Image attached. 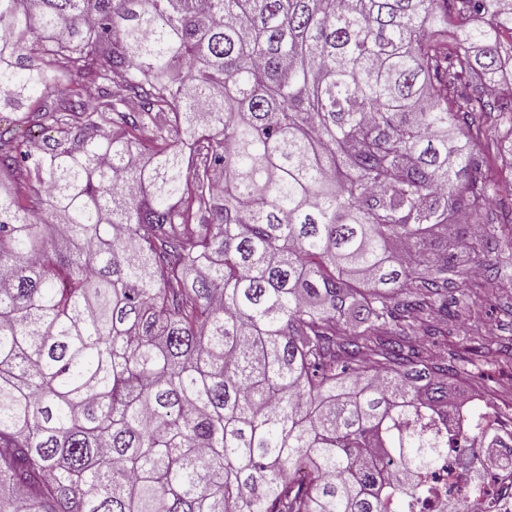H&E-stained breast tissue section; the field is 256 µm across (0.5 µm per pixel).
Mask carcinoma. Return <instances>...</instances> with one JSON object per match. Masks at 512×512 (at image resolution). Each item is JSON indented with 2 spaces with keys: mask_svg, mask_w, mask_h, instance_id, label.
<instances>
[{
  "mask_svg": "<svg viewBox=\"0 0 512 512\" xmlns=\"http://www.w3.org/2000/svg\"><path fill=\"white\" fill-rule=\"evenodd\" d=\"M506 31L512 0H0V110L55 132L0 130V512H405L485 443L429 319L512 243ZM43 105H44V103L42 101H40V102L31 103L28 107L22 109L19 112H13L10 110H1V112H0V127L5 128L7 126H10L13 129L17 130L18 135L23 136V137L29 136L30 130H31L32 135L40 134V135H42V137H48L49 135L54 136L55 132H53V131L49 132L48 130H44L40 127L33 126L39 120L36 117L37 113L33 115L32 112H37V110H39L41 108V106H43ZM22 115L26 117V119L24 120L25 121L24 123L19 121V117ZM488 163L494 174L500 178L512 181V150L504 142L486 152Z\"/></svg>",
  "mask_w": 512,
  "mask_h": 512,
  "instance_id": "1",
  "label": "carcinoma"
}]
</instances>
